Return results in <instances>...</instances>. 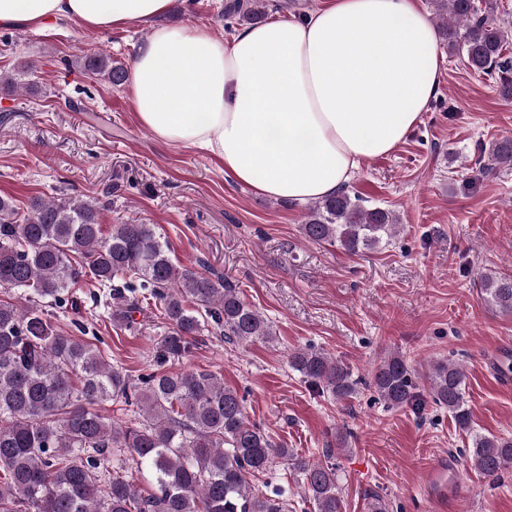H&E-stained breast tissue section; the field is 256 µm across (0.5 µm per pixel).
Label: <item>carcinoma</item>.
Returning <instances> with one entry per match:
<instances>
[{
	"label": "carcinoma",
	"mask_w": 512,
	"mask_h": 512,
	"mask_svg": "<svg viewBox=\"0 0 512 512\" xmlns=\"http://www.w3.org/2000/svg\"><path fill=\"white\" fill-rule=\"evenodd\" d=\"M261 0H235L234 12L249 19ZM436 15L462 26L443 30L448 51L512 99V26L475 0H434ZM76 67L113 86L127 70L104 54L78 57ZM26 63L0 75L12 92L15 77L32 75ZM512 166V140L495 145L486 169ZM399 218L386 208L366 207L347 191L314 201L303 233L317 243L357 255L389 242ZM89 281L112 289V324L133 323L141 305L160 309L170 331L153 351L155 369L137 379L107 362L92 344L56 329L46 304H60L68 290ZM483 300L512 313V276L481 278ZM0 512H290L286 490L262 491L252 481L280 459L301 476L313 512H341L336 464L311 463L276 445L248 420L243 396L208 371H163L187 356L196 338L211 329L239 343H272L270 322L229 281L173 262L155 226L131 219L103 232L100 206L80 195L30 200L20 214L0 197ZM310 385L344 401L361 380L350 368L313 347L288 354ZM464 371L440 361L427 379L433 403L448 410L463 432L471 431ZM369 387L392 407L420 408L416 374L393 353L371 372ZM107 401L139 408L141 420L114 422L99 410ZM128 452L148 475L144 496L135 480L112 475L115 452ZM471 466L496 479L512 464V439L474 434Z\"/></svg>",
	"instance_id": "carcinoma-1"
}]
</instances>
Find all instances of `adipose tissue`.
Wrapping results in <instances>:
<instances>
[{"mask_svg":"<svg viewBox=\"0 0 512 512\" xmlns=\"http://www.w3.org/2000/svg\"><path fill=\"white\" fill-rule=\"evenodd\" d=\"M170 0H0V26L67 19L89 29L150 25L130 76L139 124L201 148L236 184L308 203L396 150L440 88L435 26L416 0H327L299 20L227 41L158 26Z\"/></svg>","mask_w":512,"mask_h":512,"instance_id":"obj_1","label":"adipose tissue"}]
</instances>
